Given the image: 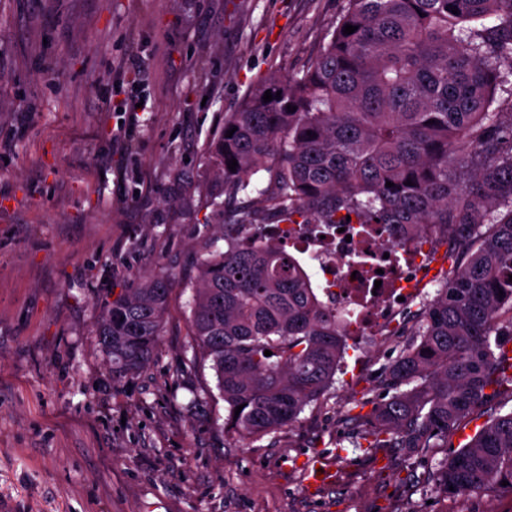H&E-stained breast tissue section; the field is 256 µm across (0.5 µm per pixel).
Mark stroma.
I'll list each match as a JSON object with an SVG mask.
<instances>
[{
	"label": "stroma",
	"mask_w": 512,
	"mask_h": 512,
	"mask_svg": "<svg viewBox=\"0 0 512 512\" xmlns=\"http://www.w3.org/2000/svg\"><path fill=\"white\" fill-rule=\"evenodd\" d=\"M346 0H0V500L13 512H512V493H436L447 448L355 447L412 341L347 350L296 423L225 430L192 346L189 286L219 223L183 205L207 142L259 76L306 69ZM148 64L147 78L131 66ZM147 100L126 151L116 102ZM173 277L150 364L117 376L104 304ZM333 472L308 486L317 460Z\"/></svg>",
	"instance_id": "35a3bbf8"
}]
</instances>
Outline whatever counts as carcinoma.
Instances as JSON below:
<instances>
[{
	"instance_id": "carcinoma-1",
	"label": "carcinoma",
	"mask_w": 512,
	"mask_h": 512,
	"mask_svg": "<svg viewBox=\"0 0 512 512\" xmlns=\"http://www.w3.org/2000/svg\"><path fill=\"white\" fill-rule=\"evenodd\" d=\"M346 2L310 66L254 84L205 148L200 206L223 194L257 197L223 209L202 243L190 282L193 345L211 362L224 428L276 433L333 388L342 333L293 254L224 228L379 222L438 238L453 263L418 315V339L390 364L392 394L362 439L446 448L448 430L482 417L427 482L445 494L512 492V410L502 411L512 402V112L491 110L512 74V0ZM348 24L357 30L343 33ZM261 171L264 188L251 181ZM171 286L170 274L148 273L104 305L96 336L116 374L149 363Z\"/></svg>"
}]
</instances>
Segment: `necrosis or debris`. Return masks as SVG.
I'll return each instance as SVG.
<instances>
[{"label": "necrosis or debris", "instance_id": "necrosis-or-debris-1", "mask_svg": "<svg viewBox=\"0 0 512 512\" xmlns=\"http://www.w3.org/2000/svg\"><path fill=\"white\" fill-rule=\"evenodd\" d=\"M258 235L303 256L354 348L396 334L430 281L429 251L398 224H266Z\"/></svg>", "mask_w": 512, "mask_h": 512}]
</instances>
